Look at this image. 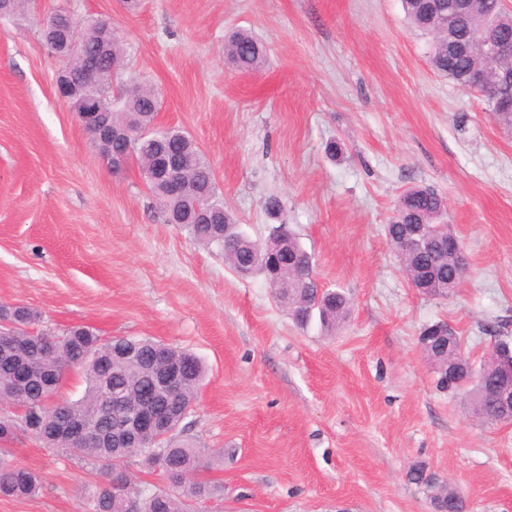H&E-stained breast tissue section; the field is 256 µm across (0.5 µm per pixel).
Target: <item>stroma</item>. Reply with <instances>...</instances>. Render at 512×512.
Returning <instances> with one entry per match:
<instances>
[{
  "label": "stroma",
  "mask_w": 512,
  "mask_h": 512,
  "mask_svg": "<svg viewBox=\"0 0 512 512\" xmlns=\"http://www.w3.org/2000/svg\"><path fill=\"white\" fill-rule=\"evenodd\" d=\"M62 8L118 29L124 80L158 91L156 125L198 143L242 231L263 240L280 198L319 282L350 301L335 335L297 326L262 278L166 223L136 163L102 157L40 38ZM239 28L267 48L257 73L224 62ZM414 186L445 197L468 257L446 298L412 288L385 237ZM0 302L47 332L149 336L204 361L175 439L224 487L207 512H432L407 479L418 462L472 512H512V423L439 389L418 343L439 320L476 365L512 342V129L432 69L402 0H30L0 17ZM10 458L42 486L0 512H88L100 467L33 438Z\"/></svg>",
  "instance_id": "35a3bbf8"
}]
</instances>
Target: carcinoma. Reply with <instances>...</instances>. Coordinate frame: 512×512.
Returning a JSON list of instances; mask_svg holds the SVG:
<instances>
[{"instance_id":"cac0c4a2","label":"carcinoma","mask_w":512,"mask_h":512,"mask_svg":"<svg viewBox=\"0 0 512 512\" xmlns=\"http://www.w3.org/2000/svg\"><path fill=\"white\" fill-rule=\"evenodd\" d=\"M409 27L433 36L429 61L439 74L456 84L466 86V74L473 68L494 67L481 53V40L489 27L512 39V14L496 5V0H475L464 18L447 19L429 9V0H403ZM82 68L75 73L74 102L91 97L107 112L108 122L117 131L133 130L138 138L129 142L112 141L117 162L135 160L149 191L162 208L169 224L180 225L196 242L217 250L233 271L243 277H265L277 302L292 320L304 328L318 321L321 331L332 335L346 320L350 303L346 295L320 284L319 280L302 282L299 269L315 267L313 255L284 224H274L270 233L283 231L288 237L286 263L278 275L270 277L263 267L252 263L253 254L263 246L244 234L234 217L224 209L213 168L197 143L176 127L159 128L155 118L159 98L154 88L115 85L123 68L126 51L112 27V22L96 21L80 29ZM467 42L468 53H458L454 46ZM224 57L238 71L254 73L265 61V46L250 32L238 29L224 43ZM486 110L497 121L512 126V109L499 106L496 100L484 99ZM179 156L185 171L181 193L168 196L164 184L157 179L161 155ZM446 201L435 190L414 186L399 197L393 216L385 227L386 237L400 259L407 277L426 296L448 297L453 293L449 283L459 284L458 270L448 253L435 256L417 248L406 234L410 224H428L448 232ZM15 325L9 337L12 360L0 358V399L38 415L42 429L41 443L46 448L75 452L83 458L102 463L103 481L90 499V512H197L193 504L218 495L220 487L195 480L182 484L186 473L205 466L201 452L170 438L146 433L143 447L134 451L100 443L98 431L129 410L137 396L152 393L154 360L165 358L182 378V386L163 399L162 406L171 412V430H176L187 417L186 409L197 395L205 375V366L194 354L173 348L161 341L143 336H113L103 339L87 326H73L60 334L44 330L28 334V328L39 322L36 312L22 305L0 304V320ZM71 372L82 375L83 395L62 403L50 400ZM484 397L472 393L474 386L466 381L437 384L463 392L471 413L486 422L496 421L493 390L500 374L490 360L477 371ZM80 417L88 433L79 446L54 437V430L64 417ZM23 416L0 418L1 425L14 427L7 445H0V497L27 498L40 489L39 477L26 467L10 464L2 457L10 446L27 437L17 428ZM142 455L150 468L162 467L164 488L154 491L142 488L127 468V459ZM410 483L423 488L429 499H448L454 512H469L467 501L451 486L437 481L424 463L408 472Z\"/></svg>"}]
</instances>
